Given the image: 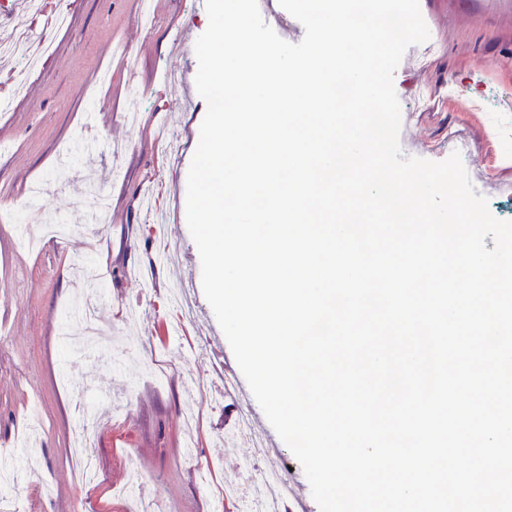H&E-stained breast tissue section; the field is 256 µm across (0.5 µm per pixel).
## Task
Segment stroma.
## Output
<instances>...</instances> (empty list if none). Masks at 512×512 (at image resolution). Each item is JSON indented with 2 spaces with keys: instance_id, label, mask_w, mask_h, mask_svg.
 <instances>
[{
  "instance_id": "1",
  "label": "stroma",
  "mask_w": 512,
  "mask_h": 512,
  "mask_svg": "<svg viewBox=\"0 0 512 512\" xmlns=\"http://www.w3.org/2000/svg\"><path fill=\"white\" fill-rule=\"evenodd\" d=\"M431 45L405 51L394 87L405 156L460 153L476 194L512 221V10L500 0H419ZM140 0H77L14 111L0 113V450L23 465L16 493L26 512H132L123 494L138 464L165 512H240L253 447L241 405L224 395L236 367L201 286L186 222L188 171L207 111L198 94L195 42L205 0H154L143 29ZM141 96L128 124L125 110ZM177 138L178 157L161 140ZM42 185L36 202L28 196ZM106 214L83 201L93 187ZM88 268L98 278H84ZM187 285L194 314L172 304ZM97 418L87 453L100 471L79 486L71 448L82 408ZM194 439L198 461L183 454ZM268 465L298 481L290 505L320 512L285 443Z\"/></svg>"
}]
</instances>
